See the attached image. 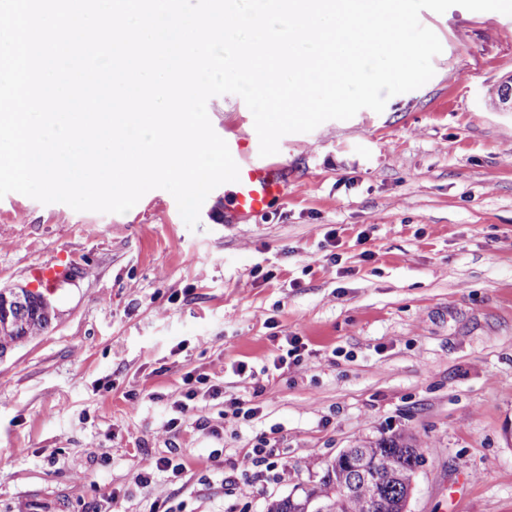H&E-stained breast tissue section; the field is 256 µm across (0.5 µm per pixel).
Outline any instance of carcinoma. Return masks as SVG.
Masks as SVG:
<instances>
[{"label": "carcinoma", "instance_id": "obj_1", "mask_svg": "<svg viewBox=\"0 0 512 512\" xmlns=\"http://www.w3.org/2000/svg\"><path fill=\"white\" fill-rule=\"evenodd\" d=\"M16 326L12 333L0 334V355L17 341L40 335L49 325L50 310L41 296L35 294L12 312ZM357 456L367 460L374 469L378 482L374 485L359 480L350 469L330 464L320 481L301 493L272 501L267 512H304L302 498L314 497L330 502L331 484L343 482L354 486V495L341 512H402L407 491L416 482L417 471L423 461L421 442L401 436L362 441L352 448Z\"/></svg>", "mask_w": 512, "mask_h": 512}]
</instances>
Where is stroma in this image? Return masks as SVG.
Instances as JSON below:
<instances>
[{"label": "stroma", "instance_id": "stroma-1", "mask_svg": "<svg viewBox=\"0 0 512 512\" xmlns=\"http://www.w3.org/2000/svg\"><path fill=\"white\" fill-rule=\"evenodd\" d=\"M420 22L443 47L432 79L282 136L287 193L256 221L225 227L220 190L193 229L162 189L123 214L0 198V289L39 260L77 265L46 330L0 355V512H267L342 449L399 434L434 443L410 512H512V112L494 107L512 16ZM207 112L216 134L254 130L239 96ZM289 336L301 359L274 369ZM190 371L228 399L262 390L261 412L200 396L169 432ZM274 426L283 472L245 481L235 460ZM172 452L182 480H140Z\"/></svg>", "mask_w": 512, "mask_h": 512}]
</instances>
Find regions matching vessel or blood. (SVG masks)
<instances>
[{
    "mask_svg": "<svg viewBox=\"0 0 512 512\" xmlns=\"http://www.w3.org/2000/svg\"><path fill=\"white\" fill-rule=\"evenodd\" d=\"M227 145L239 168V179L225 184L224 209L229 224L236 225L264 215L271 201L285 194L288 182L279 163L260 156L258 137H231ZM70 272L67 263H41L29 268L28 278L35 288L53 294Z\"/></svg>",
    "mask_w": 512,
    "mask_h": 512,
    "instance_id": "vessel-or-blood-1",
    "label": "vessel or blood"
}]
</instances>
